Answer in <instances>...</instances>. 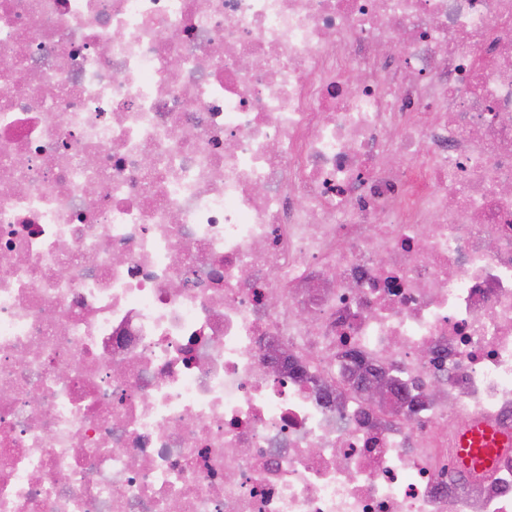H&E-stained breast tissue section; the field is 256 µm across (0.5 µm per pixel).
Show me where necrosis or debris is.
Here are the masks:
<instances>
[{
	"label": "necrosis or debris",
	"mask_w": 512,
	"mask_h": 512,
	"mask_svg": "<svg viewBox=\"0 0 512 512\" xmlns=\"http://www.w3.org/2000/svg\"><path fill=\"white\" fill-rule=\"evenodd\" d=\"M476 421L512 0H0V512H512ZM455 461L464 471H490L503 448L512 447V435L483 422L466 427L456 438Z\"/></svg>",
	"instance_id": "necrosis-or-debris-1"
}]
</instances>
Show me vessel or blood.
Returning <instances> with one entry per match:
<instances>
[{
	"mask_svg": "<svg viewBox=\"0 0 512 512\" xmlns=\"http://www.w3.org/2000/svg\"><path fill=\"white\" fill-rule=\"evenodd\" d=\"M512 447V435L496 427L477 422L460 432L455 443V461L463 470L490 471L502 449Z\"/></svg>",
	"mask_w": 512,
	"mask_h": 512,
	"instance_id": "b4317fda",
	"label": "vessel or blood"
}]
</instances>
